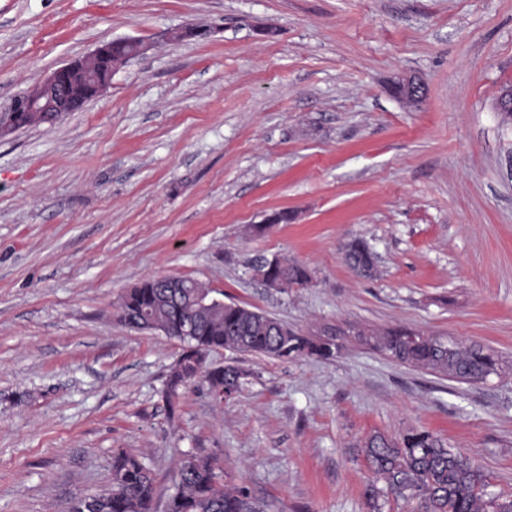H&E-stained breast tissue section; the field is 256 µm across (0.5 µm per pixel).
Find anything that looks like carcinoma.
Here are the masks:
<instances>
[{
  "mask_svg": "<svg viewBox=\"0 0 512 512\" xmlns=\"http://www.w3.org/2000/svg\"><path fill=\"white\" fill-rule=\"evenodd\" d=\"M373 257L365 240L355 239L346 246V262L361 274L372 268ZM281 262L273 275L283 277L287 286L311 281L305 264L285 258ZM161 281L149 277L127 290L120 309L121 319L130 327L150 315L168 326L169 336L185 344L161 391L171 418L177 414L181 389L199 379L215 389L227 385L235 395L241 391L247 373L232 364L203 369L204 354L225 349L279 359H330L341 349L337 335L315 339L292 330L282 335L275 318L234 302H214L205 297L208 289L195 280H187L177 298L160 287ZM187 318L192 319L191 336L182 335ZM357 336L401 364L440 376L483 382L499 370L498 357L480 344L449 345L443 338L407 329L383 334L359 331ZM364 448L369 468L384 484L382 488L371 484L365 490L372 509H378L380 497L391 495L407 505L417 502L415 512H512V499L490 492L481 469L427 431L412 429L398 438L373 434ZM215 463L212 456L201 454L180 462L166 512H262L246 487L224 482ZM155 494L152 470L136 456L118 451L112 460L107 512H155Z\"/></svg>",
  "mask_w": 512,
  "mask_h": 512,
  "instance_id": "cac0c4a2",
  "label": "carcinoma"
}]
</instances>
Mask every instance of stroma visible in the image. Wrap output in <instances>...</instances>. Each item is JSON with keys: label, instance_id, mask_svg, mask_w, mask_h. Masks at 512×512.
Wrapping results in <instances>:
<instances>
[{"label": "stroma", "instance_id": "1", "mask_svg": "<svg viewBox=\"0 0 512 512\" xmlns=\"http://www.w3.org/2000/svg\"><path fill=\"white\" fill-rule=\"evenodd\" d=\"M188 24L216 32L170 38ZM125 37L147 51L82 111L0 138V512H69L110 488L121 448L152 469L157 512L201 450L264 512H370L365 441L413 428L512 498V120L495 109L512 0H0V108ZM358 238L373 277L345 261ZM275 255L312 283L248 276ZM152 276L344 347L211 352L247 371L242 391L195 382L168 419L183 345L119 316ZM394 328L488 346L505 370L458 381L354 336ZM282 265L275 267L272 274L274 276H282L286 280V285L290 286H303L311 281V272L309 268L298 261L280 258ZM265 263H261L257 266L250 268L251 278L258 279L263 282L269 288H286L281 278H273L266 276L262 271V267Z\"/></svg>", "mask_w": 512, "mask_h": 512}]
</instances>
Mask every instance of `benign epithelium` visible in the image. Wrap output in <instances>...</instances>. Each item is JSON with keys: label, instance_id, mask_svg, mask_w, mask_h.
<instances>
[{"label": "benign epithelium", "instance_id": "obj_1", "mask_svg": "<svg viewBox=\"0 0 512 512\" xmlns=\"http://www.w3.org/2000/svg\"><path fill=\"white\" fill-rule=\"evenodd\" d=\"M113 72L112 42H103L87 56L55 69L0 111V132L24 128L32 116L60 120L82 110L111 83Z\"/></svg>", "mask_w": 512, "mask_h": 512}]
</instances>
